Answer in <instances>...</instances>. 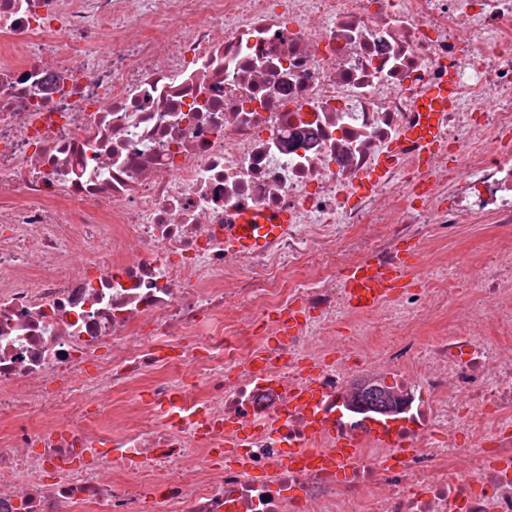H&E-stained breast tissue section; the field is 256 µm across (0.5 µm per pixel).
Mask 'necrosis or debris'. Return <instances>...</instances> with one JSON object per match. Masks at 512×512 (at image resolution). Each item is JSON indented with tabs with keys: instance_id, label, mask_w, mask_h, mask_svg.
Returning a JSON list of instances; mask_svg holds the SVG:
<instances>
[{
	"instance_id": "4bbe7bcc",
	"label": "necrosis or debris",
	"mask_w": 512,
	"mask_h": 512,
	"mask_svg": "<svg viewBox=\"0 0 512 512\" xmlns=\"http://www.w3.org/2000/svg\"><path fill=\"white\" fill-rule=\"evenodd\" d=\"M0 36V512H512V0H0ZM447 67L440 151L360 190ZM247 208L288 226L242 254ZM479 222L484 278L439 277ZM404 237L431 259L378 306L400 457L346 406L374 367L325 357L344 271ZM295 307L278 345L252 333ZM461 431L488 445L466 473ZM339 434L344 480L290 464Z\"/></svg>"
}]
</instances>
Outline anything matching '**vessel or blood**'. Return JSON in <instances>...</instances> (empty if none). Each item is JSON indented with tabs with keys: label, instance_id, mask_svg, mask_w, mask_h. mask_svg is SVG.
Here are the masks:
<instances>
[{
	"label": "vessel or blood",
	"instance_id": "obj_1",
	"mask_svg": "<svg viewBox=\"0 0 512 512\" xmlns=\"http://www.w3.org/2000/svg\"><path fill=\"white\" fill-rule=\"evenodd\" d=\"M455 87L456 79L452 76L428 87L417 102L421 110L419 122L406 130L405 143L420 144L427 152L438 148V120L442 113L452 110ZM287 220L288 216L284 213L271 215L248 209L238 215L235 223L225 225L224 240L241 252H257L279 233ZM412 272L411 263L403 257L398 258L396 265L389 270H380L368 263L347 270L344 281L353 312H365L376 307L384 297L404 287ZM355 453V443L340 438L336 441L333 454L316 456L302 453L298 459L340 473L353 460Z\"/></svg>",
	"mask_w": 512,
	"mask_h": 512
}]
</instances>
